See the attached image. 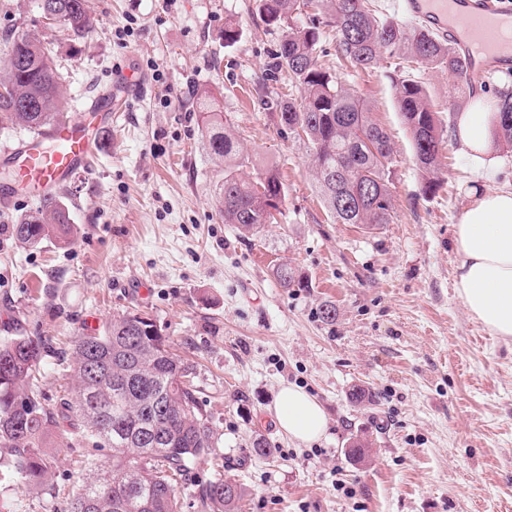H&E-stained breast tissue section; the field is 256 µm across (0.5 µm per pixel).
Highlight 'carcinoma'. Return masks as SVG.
Listing matches in <instances>:
<instances>
[{"instance_id": "1", "label": "carcinoma", "mask_w": 512, "mask_h": 512, "mask_svg": "<svg viewBox=\"0 0 512 512\" xmlns=\"http://www.w3.org/2000/svg\"><path fill=\"white\" fill-rule=\"evenodd\" d=\"M55 17L79 37L89 30V0H64ZM264 23L280 32L269 71L302 90L300 100L270 96L256 89L260 108L280 116V134L302 141L314 164L315 189L338 224L373 230L392 220L389 190L393 146L389 134L370 118L368 105L319 63L322 28L336 34V55L348 66L368 70L384 55L399 59L396 103L409 130L416 163L425 175L424 193L438 183L447 130L427 89L415 78L416 66L455 74L465 59L421 27L383 18L371 0H259ZM52 42L27 33L12 36L8 54L17 63L0 79V121L39 134L63 121L66 112ZM203 138L210 159L224 168L216 205L224 223L241 234L255 233L283 203L285 188L268 168L257 181L241 176L246 163L224 110L207 91L197 92ZM497 142L512 144V90L497 92ZM66 192H47L36 211L18 218L11 234L22 248L49 237L67 245L74 236ZM283 288L302 287L286 264L275 270ZM135 312L85 330L74 340L75 387L71 400L55 410L32 388L44 346L24 334L0 339V449L27 485L47 477L44 448L52 431L66 421L112 450V464L91 473L68 503V512H181L177 486L194 466L213 453L211 430L196 397L194 366L172 352L169 337L149 334ZM197 512H237L240 484L222 476L197 484Z\"/></svg>"}]
</instances>
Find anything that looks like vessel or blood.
Here are the masks:
<instances>
[{
    "label": "vessel or blood",
    "mask_w": 512,
    "mask_h": 512,
    "mask_svg": "<svg viewBox=\"0 0 512 512\" xmlns=\"http://www.w3.org/2000/svg\"><path fill=\"white\" fill-rule=\"evenodd\" d=\"M395 7L464 56L462 81L512 71V7L502 0H396ZM95 157L89 130L76 117L0 155V166L16 168L25 183L42 192L89 169Z\"/></svg>",
    "instance_id": "obj_1"
}]
</instances>
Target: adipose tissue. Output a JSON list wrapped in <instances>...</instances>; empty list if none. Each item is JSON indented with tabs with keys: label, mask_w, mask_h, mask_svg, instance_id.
<instances>
[{
	"label": "adipose tissue",
	"mask_w": 512,
	"mask_h": 512,
	"mask_svg": "<svg viewBox=\"0 0 512 512\" xmlns=\"http://www.w3.org/2000/svg\"><path fill=\"white\" fill-rule=\"evenodd\" d=\"M492 103L480 99L455 116L454 134L474 164L494 174L498 165ZM470 202L456 226V286L471 314L495 335L512 336V191L469 189ZM280 428L308 443L321 437L327 417L318 401L295 386L275 404Z\"/></svg>",
	"instance_id": "adipose-tissue-1"
}]
</instances>
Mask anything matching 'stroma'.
Segmentation results:
<instances>
[{"label": "stroma", "instance_id": "35a3bbf8", "mask_svg": "<svg viewBox=\"0 0 512 512\" xmlns=\"http://www.w3.org/2000/svg\"><path fill=\"white\" fill-rule=\"evenodd\" d=\"M85 37L51 33L37 0H0V57L10 37L54 35L69 115L111 93L134 65L144 87L118 99L101 131L97 160L64 183L77 233L69 245L18 248L10 227L37 199L0 206V337H40L34 382L50 405L69 398L72 341L130 311L153 318L196 373V396L215 451L196 467L240 484L238 512H512V338L467 310L455 287V226L476 184L512 189V147L498 149L482 180L448 140L435 193L423 191L391 83L395 58L369 70L339 66L325 29L321 63L357 91L394 145L391 223L368 230L331 218L315 190L311 156L284 138L255 91L300 98L285 77L269 79L280 34L258 0H90ZM239 32L224 44V26ZM445 127L470 98L452 74L422 67ZM212 93L248 159L244 177L274 168L286 199L272 223L241 235L224 223L215 187L224 176L204 149L195 107ZM288 265L302 287H280ZM336 317L323 319L325 306ZM315 397L328 417L323 437L302 445L277 422L283 386ZM362 387L370 404L349 394ZM270 452L253 451L256 439ZM369 440L365 461L350 458ZM50 475L24 486L0 459V512H64L90 463L109 449L67 429L48 449Z\"/></svg>", "mask_w": 512, "mask_h": 512}]
</instances>
